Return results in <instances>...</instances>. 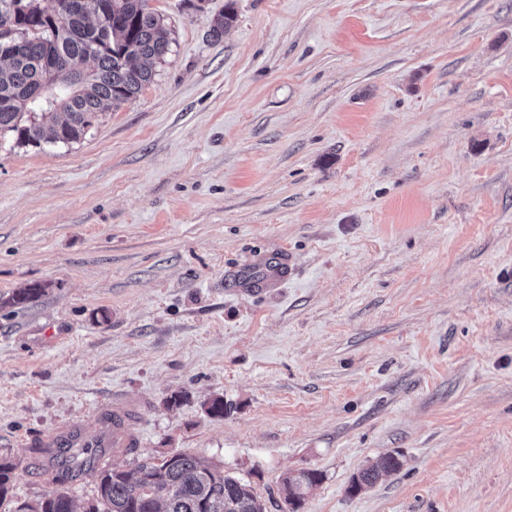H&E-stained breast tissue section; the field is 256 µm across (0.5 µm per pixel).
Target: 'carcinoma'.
<instances>
[{
	"label": "carcinoma",
	"mask_w": 512,
	"mask_h": 512,
	"mask_svg": "<svg viewBox=\"0 0 512 512\" xmlns=\"http://www.w3.org/2000/svg\"><path fill=\"white\" fill-rule=\"evenodd\" d=\"M107 18L75 14L62 22L41 6V0H0V25L19 30V46L0 56V138L19 143L69 144L80 140L98 114L136 97L152 81L153 64L170 50L163 19L148 10L147 0H100ZM92 63L80 80L62 73L51 82L45 71L50 55ZM45 288L33 285L15 293L6 304L24 306ZM104 448L61 451L56 466L61 476L72 471L93 476L96 496L84 512H267L252 487L194 455L178 453L160 462L108 468L99 463ZM401 462L386 456L363 469L352 489L374 485ZM14 464L0 460V503L8 499ZM321 473L303 470L283 479L284 503L299 509L305 491L321 481ZM13 512H76L69 494L60 492L34 503L14 502Z\"/></svg>",
	"instance_id": "carcinoma-1"
}]
</instances>
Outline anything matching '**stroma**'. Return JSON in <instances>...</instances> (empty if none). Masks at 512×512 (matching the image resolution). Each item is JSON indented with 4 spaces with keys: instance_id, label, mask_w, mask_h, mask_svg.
<instances>
[{
    "instance_id": "stroma-1",
    "label": "stroma",
    "mask_w": 512,
    "mask_h": 512,
    "mask_svg": "<svg viewBox=\"0 0 512 512\" xmlns=\"http://www.w3.org/2000/svg\"><path fill=\"white\" fill-rule=\"evenodd\" d=\"M148 6L136 98L0 145V301L46 288L0 308L14 499L94 497L36 442L125 399L109 465L186 452L268 512L302 470L300 512H512V0ZM401 462L394 456H386L376 464L363 469L353 480L352 490H360L363 487L374 485L383 473L397 471ZM321 473L314 470H303L283 479L284 503L289 511H297L303 503L305 491L321 481Z\"/></svg>"
}]
</instances>
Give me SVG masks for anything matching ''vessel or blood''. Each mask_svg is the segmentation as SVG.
<instances>
[{"label": "vessel or blood", "instance_id": "1", "mask_svg": "<svg viewBox=\"0 0 512 512\" xmlns=\"http://www.w3.org/2000/svg\"><path fill=\"white\" fill-rule=\"evenodd\" d=\"M130 409L121 403L98 413L97 424L70 426L47 435L41 440L44 448H133L138 446L137 436L129 432L126 424Z\"/></svg>", "mask_w": 512, "mask_h": 512}]
</instances>
